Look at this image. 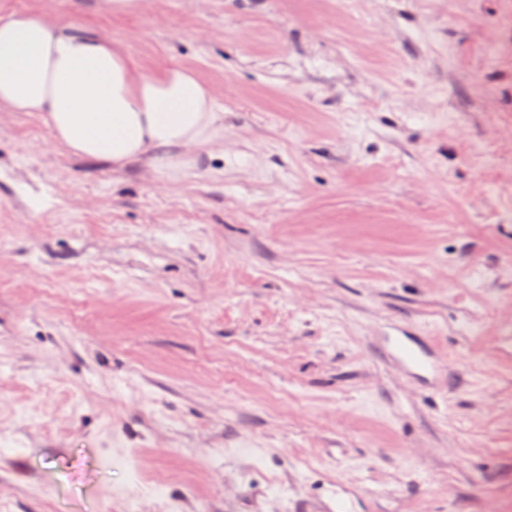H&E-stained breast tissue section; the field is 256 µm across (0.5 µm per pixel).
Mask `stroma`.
Here are the masks:
<instances>
[{
    "label": "stroma",
    "mask_w": 512,
    "mask_h": 512,
    "mask_svg": "<svg viewBox=\"0 0 512 512\" xmlns=\"http://www.w3.org/2000/svg\"><path fill=\"white\" fill-rule=\"evenodd\" d=\"M504 2L0 0L224 114L155 170L0 109V512H512ZM384 352L414 376L427 378L437 370L436 358L421 336H408L404 333L387 336Z\"/></svg>",
    "instance_id": "1"
}]
</instances>
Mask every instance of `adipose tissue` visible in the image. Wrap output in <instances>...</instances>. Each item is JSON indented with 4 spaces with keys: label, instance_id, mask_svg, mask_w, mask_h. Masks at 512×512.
I'll return each instance as SVG.
<instances>
[{
    "label": "adipose tissue",
    "instance_id": "1",
    "mask_svg": "<svg viewBox=\"0 0 512 512\" xmlns=\"http://www.w3.org/2000/svg\"><path fill=\"white\" fill-rule=\"evenodd\" d=\"M0 107L36 112L73 154L162 167L170 149L209 142L220 121L196 75L138 71L112 41L27 14L0 17Z\"/></svg>",
    "mask_w": 512,
    "mask_h": 512
}]
</instances>
